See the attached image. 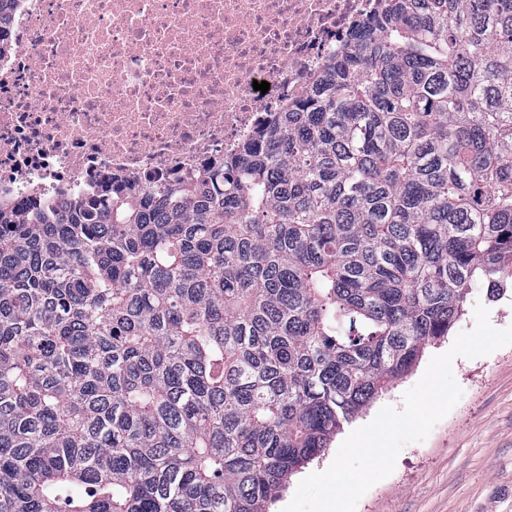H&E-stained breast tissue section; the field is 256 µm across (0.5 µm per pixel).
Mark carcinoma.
<instances>
[{
  "label": "carcinoma",
  "mask_w": 512,
  "mask_h": 512,
  "mask_svg": "<svg viewBox=\"0 0 512 512\" xmlns=\"http://www.w3.org/2000/svg\"><path fill=\"white\" fill-rule=\"evenodd\" d=\"M175 184L0 203V512H268L512 283V0H379ZM477 302H480L489 309V319L493 327L505 329L512 326V288H507L505 293L500 296L497 301H489L487 299L485 288H473L469 294L464 314L448 332V336H445L437 343L429 346L425 350L422 358L407 376L395 382L381 396L374 399L353 422L345 425L334 437L324 455L314 459L300 469L299 472L294 474L290 478L288 486L283 491L280 498L271 506L270 512H282V509L291 501L299 482L313 472H320L330 462H333L337 450L345 438L354 429L372 421L383 406L392 405L401 409L403 393L420 379L430 359L435 355L445 353L451 347L458 333L470 331L474 328V306Z\"/></svg>",
  "instance_id": "obj_1"
}]
</instances>
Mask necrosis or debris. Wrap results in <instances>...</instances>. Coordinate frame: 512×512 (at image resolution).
<instances>
[{"instance_id":"necrosis-or-debris-1","label":"necrosis or debris","mask_w":512,"mask_h":512,"mask_svg":"<svg viewBox=\"0 0 512 512\" xmlns=\"http://www.w3.org/2000/svg\"><path fill=\"white\" fill-rule=\"evenodd\" d=\"M375 6L23 0L0 32V199L195 173L298 99Z\"/></svg>"}]
</instances>
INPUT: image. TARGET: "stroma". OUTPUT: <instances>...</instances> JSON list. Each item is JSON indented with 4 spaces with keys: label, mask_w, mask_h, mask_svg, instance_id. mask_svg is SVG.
<instances>
[{
    "label": "stroma",
    "mask_w": 512,
    "mask_h": 512,
    "mask_svg": "<svg viewBox=\"0 0 512 512\" xmlns=\"http://www.w3.org/2000/svg\"><path fill=\"white\" fill-rule=\"evenodd\" d=\"M479 302L487 305L493 327L512 326V288L495 301L487 299L485 289H472L452 334L429 346L407 376L343 427L324 455L294 474L270 512H282L301 479L333 462L353 428L368 424L383 406H401L404 392L420 379L430 359L445 353L455 334L474 328ZM453 374L463 390L459 403L425 441L403 449L393 473L358 501L356 512H512V346L456 358Z\"/></svg>",
    "instance_id": "stroma-1"
}]
</instances>
